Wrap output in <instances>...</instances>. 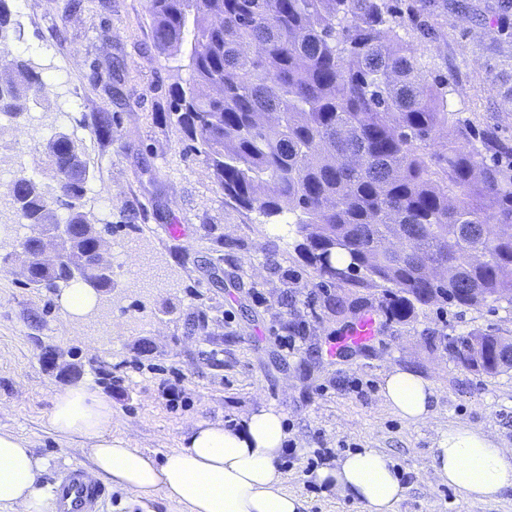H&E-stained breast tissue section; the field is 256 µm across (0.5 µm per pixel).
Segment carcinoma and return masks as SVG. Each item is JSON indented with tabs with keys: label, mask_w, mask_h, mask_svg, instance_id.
<instances>
[{
	"label": "carcinoma",
	"mask_w": 512,
	"mask_h": 512,
	"mask_svg": "<svg viewBox=\"0 0 512 512\" xmlns=\"http://www.w3.org/2000/svg\"><path fill=\"white\" fill-rule=\"evenodd\" d=\"M149 12L162 56L190 46V78L174 101L193 151L224 196L295 217L320 283L380 288L399 321L449 302L512 306V165L487 161L512 157V145L439 141L455 119L450 85L426 79L392 25L391 0H149ZM411 21L420 38H436L427 16ZM12 35L0 0L1 51ZM10 70L0 113H22L45 82L18 55ZM501 71L496 92L512 103V56ZM44 151L56 186L20 169L11 196L30 225L70 224L79 260L96 242L82 228L87 180L60 178L75 158L70 144L49 139ZM453 341L471 370L512 369V339L477 328Z\"/></svg>",
	"instance_id": "1"
}]
</instances>
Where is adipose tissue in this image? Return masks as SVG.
I'll use <instances>...</instances> for the list:
<instances>
[{"label": "adipose tissue", "instance_id": "1", "mask_svg": "<svg viewBox=\"0 0 512 512\" xmlns=\"http://www.w3.org/2000/svg\"><path fill=\"white\" fill-rule=\"evenodd\" d=\"M433 385L419 374L393 369L383 385L388 406L401 418L427 419ZM50 430L79 440L91 453L87 476L120 488L129 505L158 495L187 512H305L304 500L284 491L276 462L288 433L274 408L262 407L237 430L201 421L182 445L165 454L132 447L112 434V407L90 386L55 393L46 415ZM439 478L472 500L512 489V448L464 424L442 431L432 449ZM45 461L27 442L0 432V512H51L42 482ZM319 483L363 503L367 512H393L405 488L388 454L368 448L320 469Z\"/></svg>", "mask_w": 512, "mask_h": 512}]
</instances>
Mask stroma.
Wrapping results in <instances>:
<instances>
[{"label":"stroma","instance_id":"stroma-1","mask_svg":"<svg viewBox=\"0 0 512 512\" xmlns=\"http://www.w3.org/2000/svg\"><path fill=\"white\" fill-rule=\"evenodd\" d=\"M469 2V13H432L446 36L439 43L408 25L424 0H401L400 34L429 81L451 84L461 135L475 145L490 134L512 141V105L494 89L495 48L512 50V13L489 12L491 0ZM67 4L11 0L9 50L42 71L45 89L32 107L45 122L38 133L24 118L0 123V144L24 151L28 174L54 184L35 144L55 133V114L67 107L61 127L89 172L84 209L105 229L106 257L124 271L118 288L98 295L99 316L73 319L59 293L25 285L14 261L19 238L0 235V431L26 439L45 460L44 483L71 464H91L89 449L44 424L56 390L86 383L111 401L113 436L158 456L179 448L198 422L237 425L260 407L277 409L288 432L277 464L282 487L307 512H366L315 479L365 448L387 453L406 485L394 512H512L511 491L488 501L460 496L437 477L430 451L458 423L512 448V370L478 374L439 345L475 328L512 336V306L433 305L404 323L383 318L368 346L328 357L347 324L380 309L379 289H345L351 308L339 313L293 226L225 198L176 121L171 95L188 81L189 61L154 50L147 0H82L74 12ZM101 112L112 116L108 139L95 131ZM173 224L185 235L171 236ZM48 353L76 374L48 369ZM394 368L433 383L425 422L410 423L386 404L382 385ZM167 380L177 400L164 394Z\"/></svg>","mask_w":512,"mask_h":512}]
</instances>
